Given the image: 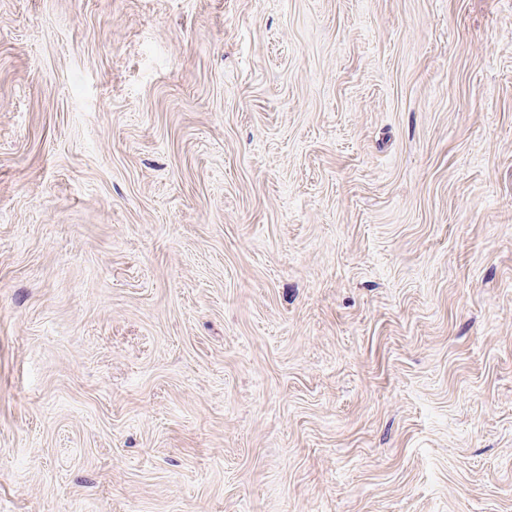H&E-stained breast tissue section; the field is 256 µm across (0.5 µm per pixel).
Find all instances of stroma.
<instances>
[{
    "instance_id": "1",
    "label": "stroma",
    "mask_w": 512,
    "mask_h": 512,
    "mask_svg": "<svg viewBox=\"0 0 512 512\" xmlns=\"http://www.w3.org/2000/svg\"><path fill=\"white\" fill-rule=\"evenodd\" d=\"M0 512H512V0H0Z\"/></svg>"
}]
</instances>
